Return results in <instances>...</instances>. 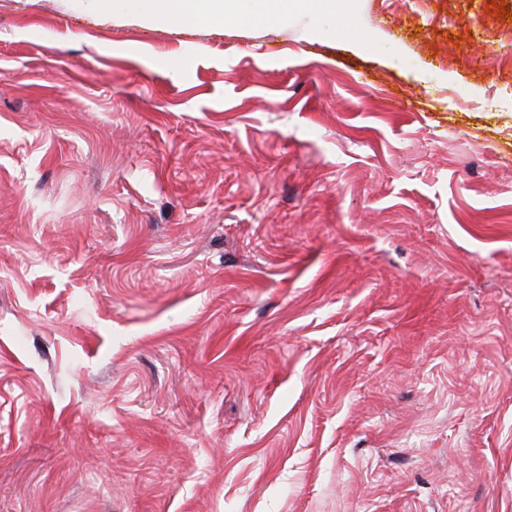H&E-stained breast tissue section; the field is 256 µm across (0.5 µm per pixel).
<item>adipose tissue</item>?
<instances>
[{
	"instance_id": "1",
	"label": "adipose tissue",
	"mask_w": 512,
	"mask_h": 512,
	"mask_svg": "<svg viewBox=\"0 0 512 512\" xmlns=\"http://www.w3.org/2000/svg\"><path fill=\"white\" fill-rule=\"evenodd\" d=\"M131 5L140 22L170 26L224 18L275 23L293 19L302 10L336 12V0H131Z\"/></svg>"
}]
</instances>
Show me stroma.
<instances>
[{
	"label": "stroma",
	"instance_id": "1",
	"mask_svg": "<svg viewBox=\"0 0 512 512\" xmlns=\"http://www.w3.org/2000/svg\"><path fill=\"white\" fill-rule=\"evenodd\" d=\"M348 2L0 0V512H512V21ZM82 8L109 12L131 2L137 19L145 24L160 23L170 26L188 20L208 23L235 19L252 22H287L301 10L327 12L336 22L335 0H72ZM90 2V3H88Z\"/></svg>",
	"mask_w": 512,
	"mask_h": 512
}]
</instances>
